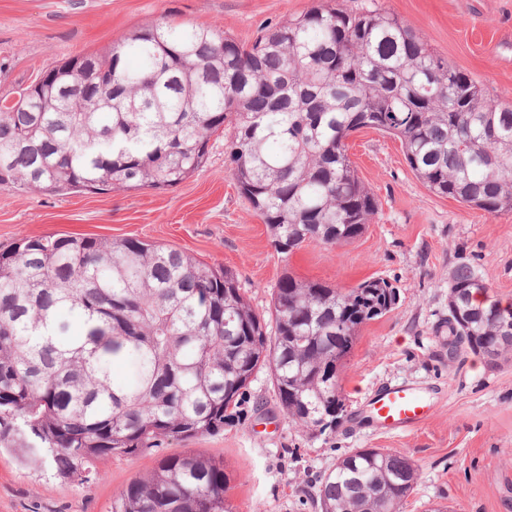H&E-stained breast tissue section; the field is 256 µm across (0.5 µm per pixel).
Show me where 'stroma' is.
<instances>
[{"mask_svg": "<svg viewBox=\"0 0 512 512\" xmlns=\"http://www.w3.org/2000/svg\"><path fill=\"white\" fill-rule=\"evenodd\" d=\"M318 0H0V95L48 67L107 49L153 23L215 27L251 43L261 29ZM384 9L426 40L487 95L512 104V0H343ZM379 210L361 237L327 248L304 244L288 257L226 172L223 136L203 168L181 184L64 195L0 188V248L22 236L137 238L237 273L252 307L266 313L285 275L350 288L368 278L396 288V307L365 325L347 359L348 417L316 436L280 412L267 372L256 374L220 432L170 440L150 452L98 462L99 479L64 481L0 452V512H111L113 498L166 455L200 453L224 462L234 512H317L322 476L356 448L406 453L420 478L403 512H512V358L490 363L448 353V285L471 265L491 298L512 301V212L490 214L432 193L410 170L398 139L363 129L348 141ZM389 384L429 393L419 427L386 434L364 422L369 398Z\"/></svg>", "mask_w": 512, "mask_h": 512, "instance_id": "1", "label": "stroma"}]
</instances>
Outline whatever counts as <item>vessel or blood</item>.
I'll list each match as a JSON object with an SVG mask.
<instances>
[{
  "mask_svg": "<svg viewBox=\"0 0 512 512\" xmlns=\"http://www.w3.org/2000/svg\"><path fill=\"white\" fill-rule=\"evenodd\" d=\"M432 412L427 395L416 388L394 384L371 395L365 417L378 429L401 433L424 423Z\"/></svg>",
  "mask_w": 512,
  "mask_h": 512,
  "instance_id": "obj_1",
  "label": "vessel or blood"
}]
</instances>
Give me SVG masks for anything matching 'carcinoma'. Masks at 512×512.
<instances>
[{
	"mask_svg": "<svg viewBox=\"0 0 512 512\" xmlns=\"http://www.w3.org/2000/svg\"><path fill=\"white\" fill-rule=\"evenodd\" d=\"M0 110V187L46 193L165 189L203 167L225 133L238 192L283 257L348 244L378 209L347 140L396 137L433 193L512 211V107L485 96L393 13L338 0L266 27L250 45L211 27L154 25L53 66ZM468 264L448 291V347L512 352V304ZM483 294L485 300L475 301ZM397 293L284 276L268 315L237 274L134 238L22 236L0 249V447L63 479L102 459L224 428L270 373L288 421L334 431L361 329ZM129 361L130 379L111 365ZM419 479L400 451L356 448L321 479L319 512H402ZM224 461L161 458L112 512H232Z\"/></svg>",
	"mask_w": 512,
	"mask_h": 512,
	"instance_id": "cac0c4a2",
	"label": "carcinoma"
}]
</instances>
